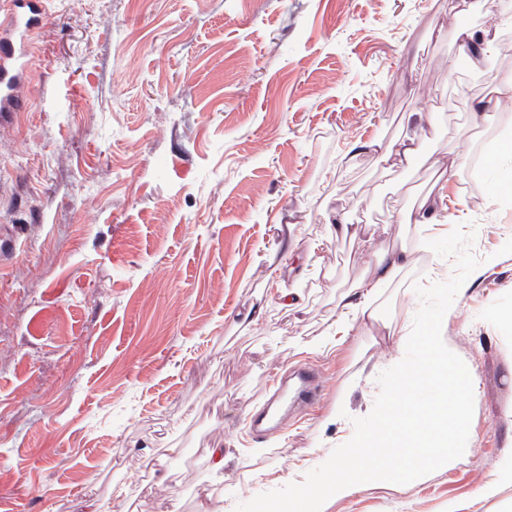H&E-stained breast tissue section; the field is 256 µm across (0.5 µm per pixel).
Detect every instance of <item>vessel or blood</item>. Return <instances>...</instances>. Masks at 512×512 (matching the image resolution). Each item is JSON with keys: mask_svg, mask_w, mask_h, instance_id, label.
Wrapping results in <instances>:
<instances>
[{"mask_svg": "<svg viewBox=\"0 0 512 512\" xmlns=\"http://www.w3.org/2000/svg\"><path fill=\"white\" fill-rule=\"evenodd\" d=\"M44 12L40 0H15V8L0 26L6 34L0 37V115L22 109L19 89L29 65L30 44L41 25ZM318 373L304 367H294L278 381L277 388L266 406L254 414L251 423L256 431L277 428L282 422L284 407L303 409L319 399Z\"/></svg>", "mask_w": 512, "mask_h": 512, "instance_id": "obj_1", "label": "vessel or blood"}]
</instances>
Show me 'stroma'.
I'll return each mask as SVG.
<instances>
[{"instance_id":"1","label":"stroma","mask_w":512,"mask_h":512,"mask_svg":"<svg viewBox=\"0 0 512 512\" xmlns=\"http://www.w3.org/2000/svg\"><path fill=\"white\" fill-rule=\"evenodd\" d=\"M23 107L0 122V512H235L304 479L367 416L411 326L413 283L382 289L377 324L324 346L339 298L397 237V207L457 160L444 224H475L482 258L442 323L473 370L471 441L405 485H361L323 512H512L485 497L512 452V205L489 182L512 153V73L493 48L457 67L462 28L512 31L502 0H43ZM415 136L397 169L381 146ZM357 235L336 239L328 218ZM302 299L280 305L271 272ZM305 364L318 405L263 437L250 417ZM222 444L229 462L212 468ZM122 495H115V488Z\"/></svg>"}]
</instances>
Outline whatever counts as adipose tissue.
<instances>
[{
	"mask_svg": "<svg viewBox=\"0 0 512 512\" xmlns=\"http://www.w3.org/2000/svg\"><path fill=\"white\" fill-rule=\"evenodd\" d=\"M431 248V237L421 235L415 241L413 249L409 250L400 245L384 251L372 274L340 300L336 309L337 333L345 335L355 326L376 322L378 313L374 303L379 289L411 262L414 254L430 252Z\"/></svg>",
	"mask_w": 512,
	"mask_h": 512,
	"instance_id": "adipose-tissue-1",
	"label": "adipose tissue"
}]
</instances>
